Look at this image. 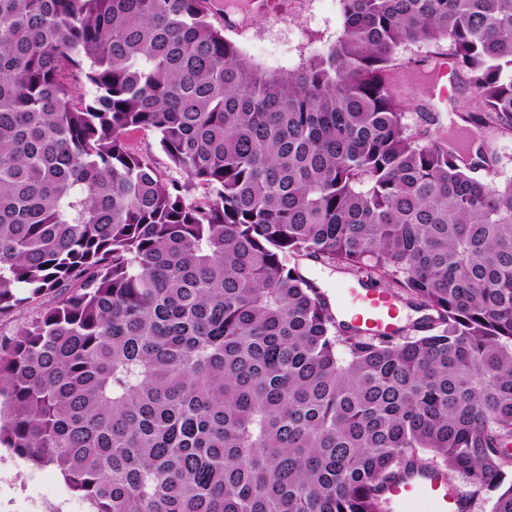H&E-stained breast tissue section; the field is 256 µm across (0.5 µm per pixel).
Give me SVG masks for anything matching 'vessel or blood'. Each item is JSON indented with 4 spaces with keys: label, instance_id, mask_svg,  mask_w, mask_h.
Returning a JSON list of instances; mask_svg holds the SVG:
<instances>
[{
    "label": "vessel or blood",
    "instance_id": "vessel-or-blood-1",
    "mask_svg": "<svg viewBox=\"0 0 512 512\" xmlns=\"http://www.w3.org/2000/svg\"><path fill=\"white\" fill-rule=\"evenodd\" d=\"M336 315L353 327L381 334L401 329L394 298L362 285H347L336 291ZM388 512H463L462 493L449 486L443 472L426 471L396 476L380 492Z\"/></svg>",
    "mask_w": 512,
    "mask_h": 512
}]
</instances>
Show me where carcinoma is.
<instances>
[{
  "instance_id": "cac0c4a2",
  "label": "carcinoma",
  "mask_w": 512,
  "mask_h": 512,
  "mask_svg": "<svg viewBox=\"0 0 512 512\" xmlns=\"http://www.w3.org/2000/svg\"><path fill=\"white\" fill-rule=\"evenodd\" d=\"M340 3L270 75L212 0H0V445L93 512H385L442 466L512 512V180L388 80L446 42L470 123L511 133L512 0ZM302 258L435 317L343 326ZM429 49L421 44H408L398 53L397 65L393 71L392 87L397 99L406 112V122L412 130L426 132L430 138L447 139L453 122L458 125L464 123L456 116V112H432L434 120L424 116V105L430 98L429 85L425 78L406 79L403 72L407 65H414L413 61L427 55ZM449 118V123H448ZM129 143L138 151L149 153L157 162V166L168 174L170 177L180 178V175L175 171H171L168 167V161L164 154L159 150L155 135L151 131L134 130L127 135Z\"/></svg>"
}]
</instances>
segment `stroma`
Listing matches in <instances>:
<instances>
[{
    "label": "stroma",
    "instance_id": "1",
    "mask_svg": "<svg viewBox=\"0 0 512 512\" xmlns=\"http://www.w3.org/2000/svg\"><path fill=\"white\" fill-rule=\"evenodd\" d=\"M213 22L252 65L269 74L300 69L343 32L339 0H264L260 7L248 0H214ZM427 52L418 43L401 48L392 87L410 128L444 139L452 128L448 113L424 115L430 98L427 80L403 76L406 66ZM474 135L495 160L488 177L512 178V133L478 129ZM0 512H93V507L68 490L58 470L28 464L0 446Z\"/></svg>",
    "mask_w": 512,
    "mask_h": 512
}]
</instances>
